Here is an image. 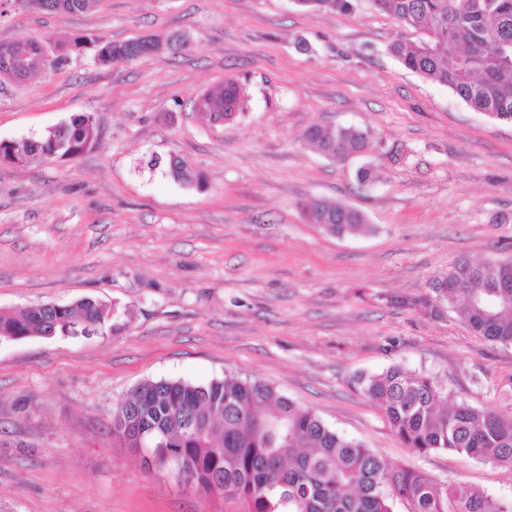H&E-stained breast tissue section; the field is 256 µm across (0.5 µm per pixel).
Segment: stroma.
I'll use <instances>...</instances> for the list:
<instances>
[{"instance_id":"stroma-1","label":"stroma","mask_w":512,"mask_h":512,"mask_svg":"<svg viewBox=\"0 0 512 512\" xmlns=\"http://www.w3.org/2000/svg\"><path fill=\"white\" fill-rule=\"evenodd\" d=\"M404 31L358 0L337 14L295 0H96L46 13L0 0V43L65 45L24 81L0 80V140L37 139L76 114L98 138L73 159L0 164V310L85 298L115 304L108 336L0 341V512H243L146 468L112 432L139 384L257 378L391 464L512 501V470L404 447L351 387L395 364L455 400L504 409L512 345L398 304L460 259L512 258V121L474 111L388 50ZM181 35L131 63L98 40ZM234 120L193 112L225 79ZM354 125L365 154L338 162L305 141ZM177 156L202 186L152 158ZM371 178L360 182L361 169ZM362 210L371 230L336 237L302 201ZM509 216L506 224L497 223Z\"/></svg>"}]
</instances>
